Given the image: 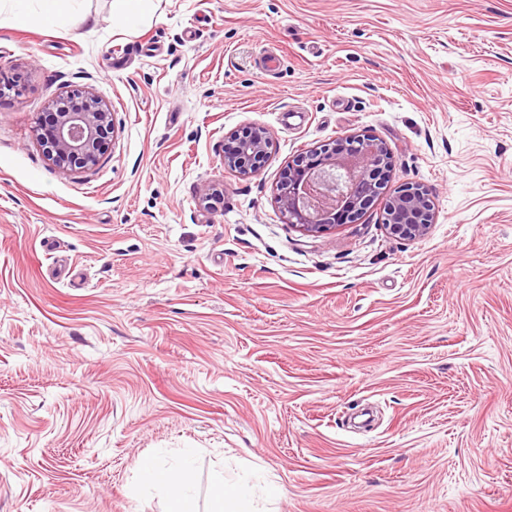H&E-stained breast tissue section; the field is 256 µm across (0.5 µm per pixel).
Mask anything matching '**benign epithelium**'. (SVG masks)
<instances>
[{"label": "benign epithelium", "instance_id": "benign-epithelium-1", "mask_svg": "<svg viewBox=\"0 0 512 512\" xmlns=\"http://www.w3.org/2000/svg\"><path fill=\"white\" fill-rule=\"evenodd\" d=\"M82 103L50 113L36 129L47 159L57 168L88 169L98 164L107 146L103 128L113 121L111 107L93 90L76 88ZM224 168L241 175L260 171L268 158L269 131L249 126L227 134ZM393 165L386 145L361 134H349L299 154L277 185V199L287 223L304 235L319 236L354 222L382 194ZM383 224L393 237L412 240L434 224V204L419 185L403 186L384 208Z\"/></svg>", "mask_w": 512, "mask_h": 512}]
</instances>
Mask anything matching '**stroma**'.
Segmentation results:
<instances>
[{
  "label": "stroma",
  "instance_id": "obj_1",
  "mask_svg": "<svg viewBox=\"0 0 512 512\" xmlns=\"http://www.w3.org/2000/svg\"><path fill=\"white\" fill-rule=\"evenodd\" d=\"M80 10L0 0V512H167L137 465L186 448L196 512L246 466L276 512H512V0ZM82 86L114 133L63 171L33 130ZM252 125L244 177L224 136ZM356 132L393 156L382 195L302 235L283 171ZM406 184L415 240L382 223ZM40 1L39 20L46 26L55 25L62 16V13L69 15L73 24L82 20L75 5L79 0H38ZM224 150V167L241 175L260 171L268 158L269 131L262 126H249L227 134ZM434 204L419 185L403 186L384 208L383 224L393 237L412 240L426 235L434 224Z\"/></svg>",
  "mask_w": 512,
  "mask_h": 512
}]
</instances>
